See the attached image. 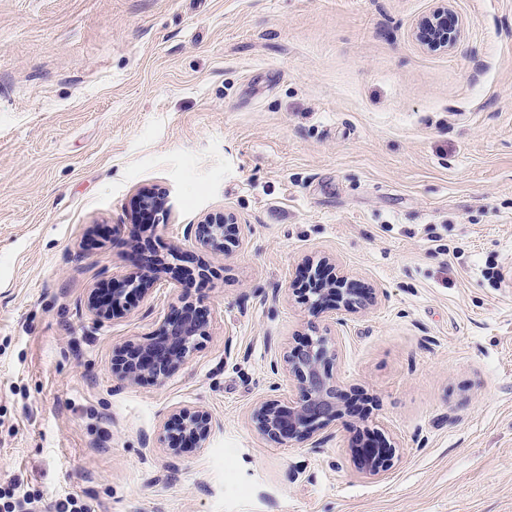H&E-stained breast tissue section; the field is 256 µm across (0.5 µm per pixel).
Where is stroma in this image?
<instances>
[{
    "label": "stroma",
    "instance_id": "1",
    "mask_svg": "<svg viewBox=\"0 0 512 512\" xmlns=\"http://www.w3.org/2000/svg\"><path fill=\"white\" fill-rule=\"evenodd\" d=\"M0 0V488L92 512H512V0ZM143 188L168 194L142 229ZM234 212L237 245L188 225ZM368 310L300 298L310 263ZM169 264L105 325L89 289ZM207 268V276L196 273ZM205 302L164 383L112 351ZM331 327L347 410L318 447L250 414L296 389L284 348ZM182 407L204 448L158 440ZM395 446L362 473L365 430ZM438 6L428 16H425L415 22L413 25V35L415 39L426 48H438L443 50L451 49L455 46L461 35V27L458 18L455 20L456 25L450 22L448 26V14L454 17L451 8V0H438ZM453 28L448 33V28ZM212 431L211 415L201 408L183 407L159 427V440L177 456L188 448H203ZM394 448V447H393ZM393 448H371V451L365 455L360 456V465L363 470L372 476H380L388 472L393 466Z\"/></svg>",
    "mask_w": 512,
    "mask_h": 512
}]
</instances>
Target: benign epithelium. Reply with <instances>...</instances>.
<instances>
[{
    "label": "benign epithelium",
    "mask_w": 512,
    "mask_h": 512,
    "mask_svg": "<svg viewBox=\"0 0 512 512\" xmlns=\"http://www.w3.org/2000/svg\"><path fill=\"white\" fill-rule=\"evenodd\" d=\"M453 14L449 0H439L436 9L415 22L413 35L426 48L443 50L455 46L461 27L448 31V16ZM138 221L160 224L171 212L166 196L142 191L136 199ZM238 224L231 212L206 215L196 224L189 225L195 239L204 247L229 252L234 242L229 227ZM161 272L150 268L124 281V287L112 289V304L99 299V292L90 290L85 302L88 316L96 323L111 322L125 310V296H149ZM352 282L344 275L330 279L317 288L304 289L307 303L316 311L326 310L354 313L363 306V298L355 295ZM207 308L185 303L172 308L161 320L157 334L143 343H128L117 347L112 358L115 372L128 382L143 378L163 381L172 375L196 350L199 339L208 334ZM336 343L328 333L313 327V335L297 346L284 351L283 369L297 388L292 401L267 400L258 404L252 413L255 428L260 435L277 444L309 442L318 445L315 437L343 414L342 391L328 365L336 360ZM212 431L211 415L201 408L183 407L159 427V440L166 450L177 456L188 448H201ZM393 448H373L360 457L363 470L380 476L393 466Z\"/></svg>",
    "instance_id": "obj_1"
}]
</instances>
